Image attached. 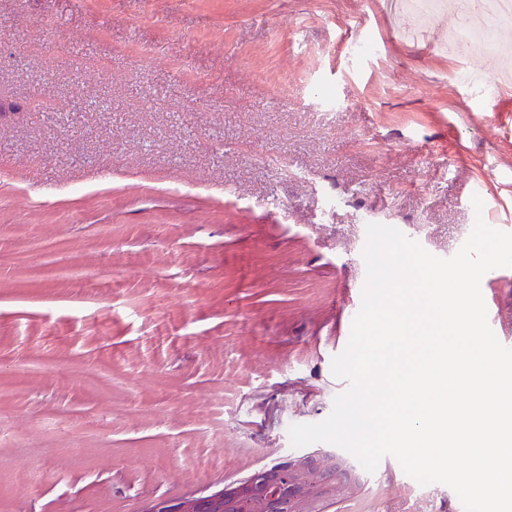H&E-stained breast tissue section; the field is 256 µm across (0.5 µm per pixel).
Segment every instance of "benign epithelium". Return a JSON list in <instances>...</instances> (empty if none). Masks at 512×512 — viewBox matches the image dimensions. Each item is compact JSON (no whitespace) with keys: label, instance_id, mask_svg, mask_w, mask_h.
<instances>
[{"label":"benign epithelium","instance_id":"1","mask_svg":"<svg viewBox=\"0 0 512 512\" xmlns=\"http://www.w3.org/2000/svg\"><path fill=\"white\" fill-rule=\"evenodd\" d=\"M361 487L354 463L333 451H314L266 467L251 478L179 500L155 498L143 512H318Z\"/></svg>","mask_w":512,"mask_h":512}]
</instances>
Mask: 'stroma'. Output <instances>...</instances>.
Returning <instances> with one entry per match:
<instances>
[{"mask_svg": "<svg viewBox=\"0 0 512 512\" xmlns=\"http://www.w3.org/2000/svg\"><path fill=\"white\" fill-rule=\"evenodd\" d=\"M414 23L384 0H0V251L59 241L70 268H0V379L57 364L0 399V512H142L299 455L290 426L350 386L331 362L367 224L443 259L477 219L512 233V86L454 81L480 56ZM481 291L512 339V268ZM362 478L325 512H450L394 457ZM53 369L55 366L45 361H16L11 368L12 382L9 385H0V395L5 389L19 388L33 374L47 373Z\"/></svg>", "mask_w": 512, "mask_h": 512, "instance_id": "stroma-1", "label": "stroma"}]
</instances>
